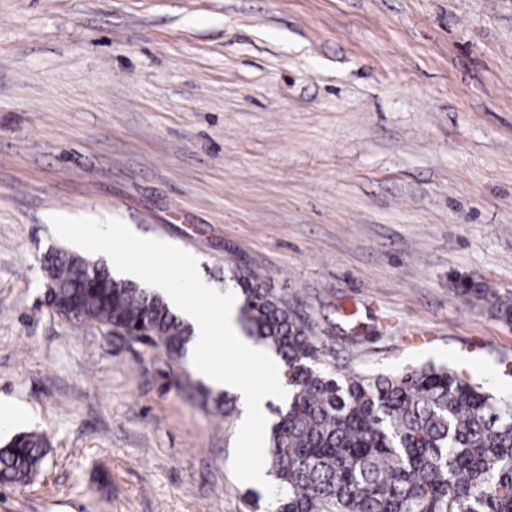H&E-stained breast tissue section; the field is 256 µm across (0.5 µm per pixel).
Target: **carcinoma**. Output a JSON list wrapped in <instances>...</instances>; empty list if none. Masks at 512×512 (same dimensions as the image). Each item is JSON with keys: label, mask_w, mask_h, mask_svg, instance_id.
Listing matches in <instances>:
<instances>
[{"label": "carcinoma", "mask_w": 512, "mask_h": 512, "mask_svg": "<svg viewBox=\"0 0 512 512\" xmlns=\"http://www.w3.org/2000/svg\"><path fill=\"white\" fill-rule=\"evenodd\" d=\"M88 264L49 253L47 304L71 299L75 324L142 331L169 358L187 357L192 328L160 295ZM224 285L240 290L244 332L280 357L290 388L268 440L280 512H512L511 396L432 363L396 375L333 373L319 367L326 352L309 324L256 273L231 269ZM454 288L487 298L472 279ZM48 447L38 432L1 445L0 484H26Z\"/></svg>", "instance_id": "obj_1"}]
</instances>
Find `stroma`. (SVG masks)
I'll list each match as a JSON object with an SVG mask.
<instances>
[{
  "instance_id": "stroma-1",
  "label": "stroma",
  "mask_w": 512,
  "mask_h": 512,
  "mask_svg": "<svg viewBox=\"0 0 512 512\" xmlns=\"http://www.w3.org/2000/svg\"><path fill=\"white\" fill-rule=\"evenodd\" d=\"M253 270L327 365L512 394V0H0V512H268L191 359L44 306L52 215ZM354 310L363 331L339 327ZM49 447L47 437L38 432H23L0 446V484L22 486L37 471Z\"/></svg>"
}]
</instances>
